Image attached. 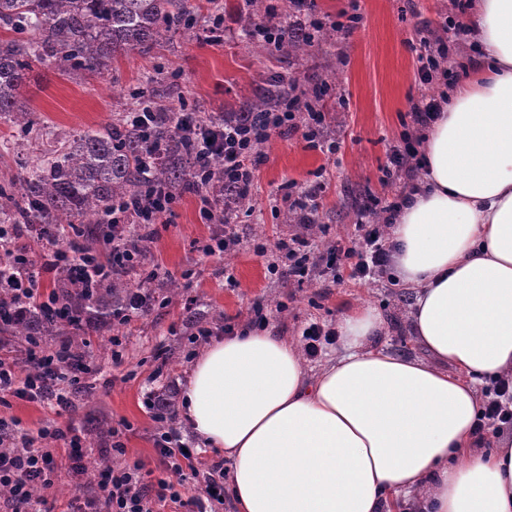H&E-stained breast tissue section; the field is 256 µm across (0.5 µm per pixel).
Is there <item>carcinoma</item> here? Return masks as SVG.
<instances>
[{"label": "carcinoma", "instance_id": "carcinoma-1", "mask_svg": "<svg viewBox=\"0 0 512 512\" xmlns=\"http://www.w3.org/2000/svg\"><path fill=\"white\" fill-rule=\"evenodd\" d=\"M182 0H0V119L17 124L18 93L33 67L109 71L118 53L152 46L182 26ZM162 154L147 158L152 146L127 118L71 140L37 159L39 171L0 183V221L37 224L43 233L63 238L75 224H95L112 202L141 190L143 163L159 185L178 188L187 183L193 156L176 125L174 113L159 119ZM131 292L128 283L71 299L75 318L59 322L33 310L3 331L22 345L40 336H63L75 360L85 356L88 326L112 316Z\"/></svg>", "mask_w": 512, "mask_h": 512}]
</instances>
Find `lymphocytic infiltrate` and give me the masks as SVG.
<instances>
[{"instance_id": "1", "label": "lymphocytic infiltrate", "mask_w": 512, "mask_h": 512, "mask_svg": "<svg viewBox=\"0 0 512 512\" xmlns=\"http://www.w3.org/2000/svg\"><path fill=\"white\" fill-rule=\"evenodd\" d=\"M299 16L291 22H267L257 25L256 33L266 43L281 46L287 36L300 33L307 40L324 27L316 20L315 0H293ZM444 46L428 53L427 62L418 71L420 97L414 103L411 118L417 128H424L440 112L442 97L431 94L430 87L442 72L447 60ZM300 103L290 100L265 112H251L220 124L204 121L200 114L181 110L179 121L194 151V167L189 183L196 192H203L216 180L227 186H250L253 171L249 165L271 134L297 128L296 113ZM179 196L169 189L145 185L134 199L113 204L105 214L112 229V248L108 254L84 247L50 248L43 251L40 262H33L28 252L15 249L16 239L24 232L16 225L0 226V321L20 320L27 310H43L59 320H67L71 311L58 293L43 294L38 276L42 273L63 276L66 288L78 293L87 288L102 287L113 273L129 272L139 265L147 245L157 234V227L169 223ZM236 211L234 200L225 199L222 208L205 205L203 214L217 230L202 242L200 252L206 255L233 250L238 237L231 222ZM355 246L343 252L351 278L369 282L390 269L392 245L386 241L384 227L365 224ZM76 364L71 361L69 347L33 343L24 359L0 358V394L29 402L56 400L68 403L66 387L76 386ZM154 418L160 427L154 436L157 453L166 463V474L156 482H145L141 462L121 466H103L95 476L98 495L84 499L77 512H97L98 505H107L110 512H154L157 504L168 505L171 512H183L187 505L202 503L220 505L224 502V465L216 462L207 471L196 465V449L180 443L172 423L175 411L169 409L163 396H156ZM512 431V376L491 379L485 399L476 418L479 437ZM55 468L52 449L33 447L24 434H10L0 421V498L6 500L11 512H22L31 505L35 490L49 489L50 475ZM201 478L200 494L184 500L181 489L187 478Z\"/></svg>"}]
</instances>
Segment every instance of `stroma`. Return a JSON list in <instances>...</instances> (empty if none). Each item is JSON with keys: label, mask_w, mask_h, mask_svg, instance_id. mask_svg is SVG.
<instances>
[{"label": "stroma", "mask_w": 512, "mask_h": 512, "mask_svg": "<svg viewBox=\"0 0 512 512\" xmlns=\"http://www.w3.org/2000/svg\"><path fill=\"white\" fill-rule=\"evenodd\" d=\"M185 3L196 28L194 39L168 35L148 52L115 58L102 77L85 70L35 68L18 95L21 111L28 114L27 133L0 120V174L31 171L42 150L111 124L145 98L163 111L184 103L230 117L248 111L257 95L274 88L280 97H300L324 113L320 145L308 147L302 117L297 132L272 133L253 160L250 192L235 219L240 243L230 252L206 256L195 249V242L207 240L214 227L203 219L198 195L184 192L171 223L159 225V236L145 253L144 271L156 273L148 284L155 298L151 309L130 325L107 323L87 332L84 362L91 371L83 375L70 407L13 397L0 405L1 421L17 424L36 447L55 451L47 512H68L73 495L92 493L96 462L110 447L114 428L123 432L126 461H141L146 481L161 475L164 466L153 441L159 425L146 395L168 385L184 388L201 350L189 341L196 326L229 318L242 327L259 306L266 316L264 330L297 341L310 323L332 327L349 309L368 305L387 320L382 346L403 355L418 351L407 316L412 294L391 275L367 284L348 277L338 283L331 272L317 269L310 281L299 284L272 269L287 263L277 242L300 230L288 220V197L321 186L311 235L325 250L352 246L369 198L390 200L400 194L404 177L385 179L384 168L392 149L403 147L413 131L410 110L419 95L421 42L451 40L463 15L452 14L449 0H317L324 28L298 56L242 36L247 21L258 20L266 5L288 18L293 11L289 0H257L252 6L247 0ZM349 7L359 19L343 37L331 24ZM219 13L224 39L212 42L208 28ZM331 142L336 152L325 151ZM259 242L266 253L256 252ZM118 334L126 344L116 365L111 338ZM46 427H69L85 435L86 475L72 476L64 447L40 438Z\"/></svg>", "instance_id": "stroma-1"}]
</instances>
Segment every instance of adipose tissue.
I'll use <instances>...</instances> for the list:
<instances>
[{"label": "adipose tissue", "instance_id": "adipose-tissue-1", "mask_svg": "<svg viewBox=\"0 0 512 512\" xmlns=\"http://www.w3.org/2000/svg\"><path fill=\"white\" fill-rule=\"evenodd\" d=\"M480 57L423 133L424 174L389 236L421 358L336 324L315 374L270 332L213 340L180 411L232 463L236 512H512V438L478 447L475 377L512 374V0H476Z\"/></svg>", "mask_w": 512, "mask_h": 512}]
</instances>
